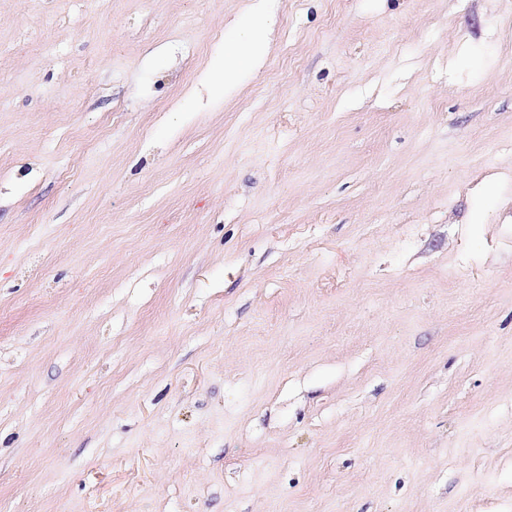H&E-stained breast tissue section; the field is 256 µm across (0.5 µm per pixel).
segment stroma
<instances>
[{
  "instance_id": "obj_1",
  "label": "stroma",
  "mask_w": 512,
  "mask_h": 512,
  "mask_svg": "<svg viewBox=\"0 0 512 512\" xmlns=\"http://www.w3.org/2000/svg\"><path fill=\"white\" fill-rule=\"evenodd\" d=\"M0 57V512H512V0H0ZM270 19L260 7L254 8L224 39V58L211 72L215 92L226 94L246 70L258 65L269 49Z\"/></svg>"
}]
</instances>
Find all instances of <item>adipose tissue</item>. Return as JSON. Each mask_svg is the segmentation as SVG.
Returning <instances> with one entry per match:
<instances>
[{"label": "adipose tissue", "mask_w": 512, "mask_h": 512, "mask_svg": "<svg viewBox=\"0 0 512 512\" xmlns=\"http://www.w3.org/2000/svg\"><path fill=\"white\" fill-rule=\"evenodd\" d=\"M270 19L261 8H254L224 40V58L211 72L214 91L228 92L246 70L258 65L269 49Z\"/></svg>", "instance_id": "adipose-tissue-1"}]
</instances>
